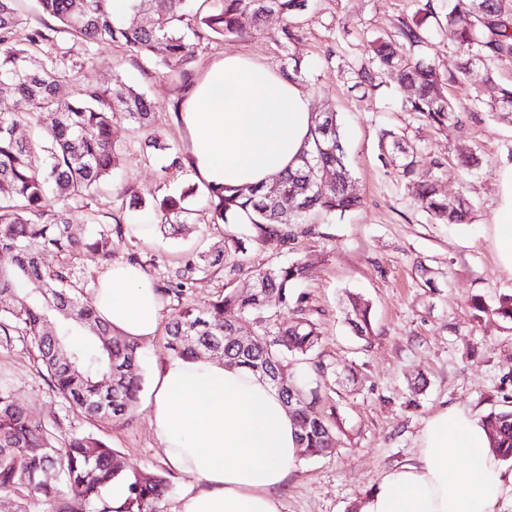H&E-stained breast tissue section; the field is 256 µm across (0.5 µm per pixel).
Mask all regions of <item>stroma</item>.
I'll list each match as a JSON object with an SVG mask.
<instances>
[{"mask_svg": "<svg viewBox=\"0 0 512 512\" xmlns=\"http://www.w3.org/2000/svg\"><path fill=\"white\" fill-rule=\"evenodd\" d=\"M417 7V0H304L291 19L297 40L281 38L284 22L272 14L244 36L204 39L197 46L188 67L191 77L228 52L277 71L298 64L299 83L313 110L337 114L361 203L344 215L298 225L285 248L259 240L254 228L215 223L211 210L193 197L185 229L156 230L157 215L133 209L123 191L176 196L199 185L191 167L169 164L170 153L188 149L187 132L174 113L181 82L119 44H88L62 32L48 48L60 72V97H71L83 83L109 86L118 75L146 93L159 124L158 148L145 149L126 122L116 123L113 137L125 148L116 157L111 186L90 199L88 209L71 211L82 233L90 229L84 221L89 209L100 223L121 225L110 255L84 251L74 259V270L88 287H95L109 265L133 257L157 286H165L186 255L208 253L229 234L241 237L250 266L292 259L307 265L300 291L321 338L310 360L291 364L288 372L294 377L308 371L322 408L334 411L337 449L329 456L300 457L279 493L280 512H350L385 471L416 456L423 422L434 411L457 406L483 417L512 404V331L490 311L500 295L512 293V272L501 266L492 236L497 172L512 164V123L479 111L436 131L404 111L407 93L392 81L367 93L351 79L352 69L369 62L371 41L393 32L399 19ZM92 55L99 59L94 67L85 63ZM422 55L448 75V98L468 105L472 90L454 77L457 58L447 39L432 36ZM386 130L397 133L420 170L432 171L441 197L455 199L460 183L468 182L476 205L470 223H443L417 206L382 138ZM473 149L489 165L466 178L456 159ZM251 287L247 274L205 265L195 274L187 301L201 307L225 289ZM350 292L370 305L368 335L357 336L348 322ZM479 302L484 311L476 310ZM4 382L32 416L55 415L67 432L106 438L130 470L163 465L150 427L148 391H141L129 422H85L56 395L27 340L18 337L0 343Z\"/></svg>", "mask_w": 512, "mask_h": 512, "instance_id": "1", "label": "stroma"}]
</instances>
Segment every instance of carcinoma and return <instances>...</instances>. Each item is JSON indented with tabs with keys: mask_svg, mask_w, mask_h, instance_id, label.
Segmentation results:
<instances>
[{
	"mask_svg": "<svg viewBox=\"0 0 512 512\" xmlns=\"http://www.w3.org/2000/svg\"><path fill=\"white\" fill-rule=\"evenodd\" d=\"M27 0H0V83L8 85L14 108L0 112V337L26 338L52 388L87 422L103 415L128 420L141 391L140 343L112 330L101 320L85 284L76 277L75 253L91 250L107 254L112 230L97 224L92 234L73 233L67 210L48 214L46 197L85 202L111 176V166L120 145L112 137L115 117L128 122L145 143H158L156 117L146 95L114 75L113 85L81 86L75 96L57 94L56 62L44 54L42 45L53 42L57 29L26 28L22 13ZM36 9L58 22L63 31L90 43H120L134 50L149 66H159L186 77L182 67L195 53L191 38L234 37L244 33L243 19L258 26L277 13L287 19L302 0H207L201 16L193 0H133L138 23L112 16L111 0H34ZM448 39L460 57L457 74L470 81L475 95L471 106L460 108L444 93L445 75L431 62L418 59L402 64L393 40L374 41L369 65L354 71L356 85L376 89L387 73L398 84L412 89L404 102L427 125L440 128L459 122L461 112L485 111L501 118L512 116V87L486 102L481 86L495 82L497 65L512 61V0H443L434 6L427 0L414 16L399 20L395 37L409 48L421 49L432 33ZM164 47L165 58L155 60V50ZM33 134L24 137L18 130ZM398 153L397 167L408 182L418 206L435 220L462 224L471 220L472 199L461 193L450 203L438 197L431 173L419 174L396 134H390ZM191 194L204 200L214 217L226 224L240 212L259 237L286 246L293 240L292 226L308 223L312 215L344 213L358 206L360 196L346 162V151L333 111L314 117L311 138L298 157L297 166L276 177L267 187L243 190L210 186ZM291 198L295 210L285 217L279 208ZM132 204L162 213L168 228L187 224L189 209L183 197L167 195L147 199L136 192ZM53 247L63 254L54 265L43 261ZM229 256V272L245 270L239 255V239L233 237L217 251L212 265ZM199 259L188 257L177 281L160 289L180 307L164 326L165 348L175 356L193 359L200 352L229 360L252 372L260 365L288 366V360H306L319 343L318 322L297 293L307 276V266L295 259L286 265L253 269V289L242 294L230 289L224 295L196 308L182 303ZM351 323L358 334L369 330V305L348 295ZM289 307L293 322L271 339L243 346L237 337L267 330V310ZM494 313L512 330V294L499 297ZM116 376L112 389L99 386L107 373ZM293 398L289 413L296 425L300 453L315 457L336 451L333 422L318 408V397L308 381L298 378L288 384ZM491 426L492 447L512 463V409L492 410L486 416ZM52 478H47V475ZM123 489L118 504L112 503V487ZM170 489L163 470L135 472L127 469L120 453L92 434H68L59 418L32 416L11 389L0 385V494L10 497L15 512H160L159 504Z\"/></svg>",
	"mask_w": 512,
	"mask_h": 512,
	"instance_id": "cac0c4a2",
	"label": "carcinoma"
}]
</instances>
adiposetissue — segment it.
Masks as SVG:
<instances>
[{
	"label": "adipose tissue",
	"instance_id": "obj_1",
	"mask_svg": "<svg viewBox=\"0 0 512 512\" xmlns=\"http://www.w3.org/2000/svg\"><path fill=\"white\" fill-rule=\"evenodd\" d=\"M189 164L213 187L255 188L291 168L311 128L312 102L297 83L252 58L225 54L181 102ZM493 239L512 271V164L497 173ZM99 315L148 341L162 302L140 269L115 263L93 292ZM150 425L166 461L192 482L177 512H280L275 496L298 464L294 425L278 394L252 372L207 359L170 358L155 370ZM512 493L484 423L460 408L424 422L419 452L386 471L360 512H492Z\"/></svg>",
	"mask_w": 512,
	"mask_h": 512
}]
</instances>
